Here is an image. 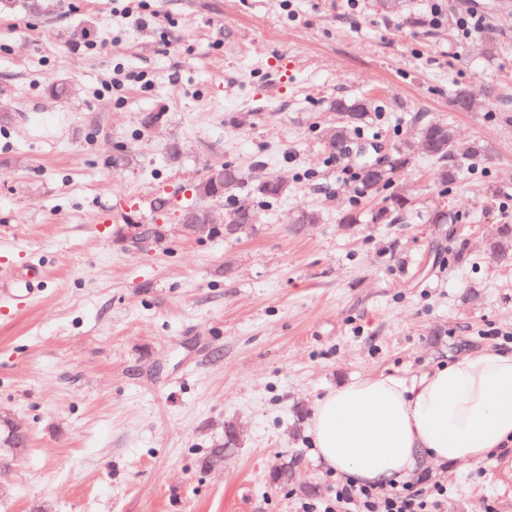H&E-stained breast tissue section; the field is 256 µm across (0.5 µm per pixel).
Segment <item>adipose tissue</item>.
<instances>
[{
    "label": "adipose tissue",
    "mask_w": 512,
    "mask_h": 512,
    "mask_svg": "<svg viewBox=\"0 0 512 512\" xmlns=\"http://www.w3.org/2000/svg\"><path fill=\"white\" fill-rule=\"evenodd\" d=\"M309 434L358 485L400 483L423 455L479 462L512 446V351L459 356L409 388L384 376L346 384L317 400Z\"/></svg>",
    "instance_id": "1"
}]
</instances>
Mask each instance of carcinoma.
Here are the masks:
<instances>
[{
	"label": "carcinoma",
	"mask_w": 512,
	"mask_h": 512,
	"mask_svg": "<svg viewBox=\"0 0 512 512\" xmlns=\"http://www.w3.org/2000/svg\"><path fill=\"white\" fill-rule=\"evenodd\" d=\"M339 116L336 126L327 130L324 135V147L331 154L344 152L347 144L369 117L368 103L363 99L347 100L339 98L335 103ZM418 128L413 140L402 139L388 145L379 162V174L359 170V190L365 194H373L385 187H392L391 192L384 196L378 206L370 214L372 224H396L411 216L413 204L407 190L393 185L395 175L411 166L416 154L423 153L438 163L436 175L439 182L452 184L459 177L461 160L455 153V132L453 127L444 121L434 120L425 116L414 118ZM287 193V187L277 179L266 178L259 181L253 188V194L264 202L274 201ZM256 220V211L249 204L239 205L233 213L230 223L244 228ZM489 254L500 261L512 260V224L501 225L498 240L489 245ZM235 432L233 424L224 426V441L212 445V448L201 458L199 466L206 469L218 457H224V449L234 446L232 438Z\"/></svg>",
	"instance_id": "cac0c4a2"
}]
</instances>
